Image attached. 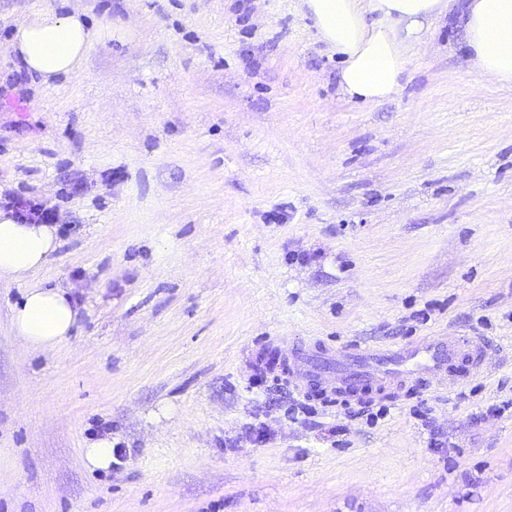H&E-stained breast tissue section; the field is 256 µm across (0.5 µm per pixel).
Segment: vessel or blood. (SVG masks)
<instances>
[{
    "label": "vessel or blood",
    "mask_w": 512,
    "mask_h": 512,
    "mask_svg": "<svg viewBox=\"0 0 512 512\" xmlns=\"http://www.w3.org/2000/svg\"><path fill=\"white\" fill-rule=\"evenodd\" d=\"M481 352L477 340H470L462 353L454 341L442 336H428L404 347L356 346L350 355L337 360L336 382L339 391L352 394L394 379L423 383L453 375L465 380L477 370ZM291 358L296 379L306 384L322 380L317 355L299 349Z\"/></svg>",
    "instance_id": "b4317fda"
}]
</instances>
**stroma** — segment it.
<instances>
[{"mask_svg":"<svg viewBox=\"0 0 512 512\" xmlns=\"http://www.w3.org/2000/svg\"><path fill=\"white\" fill-rule=\"evenodd\" d=\"M52 9L103 36L48 87L10 39ZM463 12L372 104L301 0H0V206H54L35 279L80 310L29 349L0 280V512H512V85ZM436 333L483 338L467 383L339 403L262 362ZM113 448L112 438L109 436L86 442L83 448L86 465L92 470H108L111 466H120L124 460V454L120 448H115L114 458ZM112 461L115 462L112 463Z\"/></svg>","mask_w":512,"mask_h":512,"instance_id":"stroma-1","label":"stroma"}]
</instances>
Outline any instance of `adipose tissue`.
<instances>
[{
  "label": "adipose tissue",
  "mask_w": 512,
  "mask_h": 512,
  "mask_svg": "<svg viewBox=\"0 0 512 512\" xmlns=\"http://www.w3.org/2000/svg\"><path fill=\"white\" fill-rule=\"evenodd\" d=\"M451 0H303L319 38L342 57L340 86L349 97L371 103L391 99L408 60L404 49L444 16ZM98 36L80 13L49 10L18 25L11 43L19 68L46 86L77 78ZM468 67L482 77L512 83V0H469ZM59 245L53 224H21L0 208V277L23 284L11 308V328L35 350H51L78 322L68 292L34 282Z\"/></svg>",
  "instance_id": "obj_1"
}]
</instances>
